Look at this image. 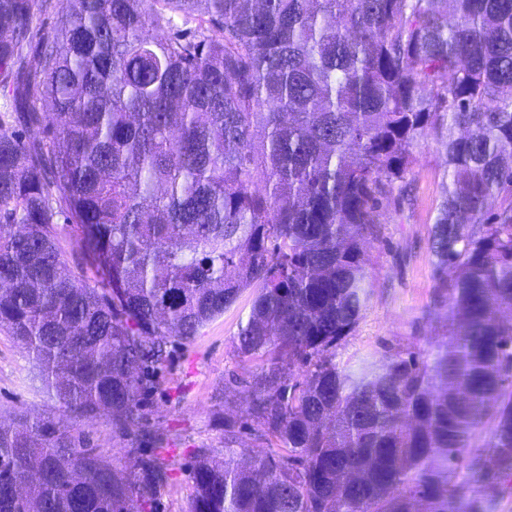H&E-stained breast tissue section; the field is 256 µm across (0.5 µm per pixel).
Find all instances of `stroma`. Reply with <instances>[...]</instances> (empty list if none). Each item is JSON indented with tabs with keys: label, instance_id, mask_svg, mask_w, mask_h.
Masks as SVG:
<instances>
[{
	"label": "stroma",
	"instance_id": "stroma-1",
	"mask_svg": "<svg viewBox=\"0 0 512 512\" xmlns=\"http://www.w3.org/2000/svg\"><path fill=\"white\" fill-rule=\"evenodd\" d=\"M445 154L435 140L420 142L407 176L408 196L392 193L383 209L381 234L368 255L372 296L350 335L336 349V362L383 361L390 350L423 353L447 334L448 304L440 292L429 249L440 201ZM253 289L194 338L172 347L143 403L135 433L116 431L108 417L83 427L92 447L130 469L133 453L156 459L166 472L153 494L157 512H187L194 493L189 471L201 450L223 458L225 446L260 454L268 442L249 412V386L260 364L242 356L236 343ZM57 417L39 371L24 347L0 331V421L20 413Z\"/></svg>",
	"mask_w": 512,
	"mask_h": 512
}]
</instances>
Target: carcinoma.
<instances>
[{
    "instance_id": "obj_1",
    "label": "carcinoma",
    "mask_w": 512,
    "mask_h": 512,
    "mask_svg": "<svg viewBox=\"0 0 512 512\" xmlns=\"http://www.w3.org/2000/svg\"><path fill=\"white\" fill-rule=\"evenodd\" d=\"M0 0V329L62 419L0 423V512H146L90 446L139 428L168 343L257 295L240 352L279 453L202 452L188 512H494L512 488V0ZM446 179L430 230L448 336L336 365L414 147ZM496 211H489L492 201ZM75 224L103 280L74 274ZM299 365L298 373L284 366ZM489 426L475 488L456 480ZM59 228V242L65 252L69 268L76 275H87L96 278L95 268L87 262L80 250L78 243L79 230L71 224H59Z\"/></svg>"
}]
</instances>
